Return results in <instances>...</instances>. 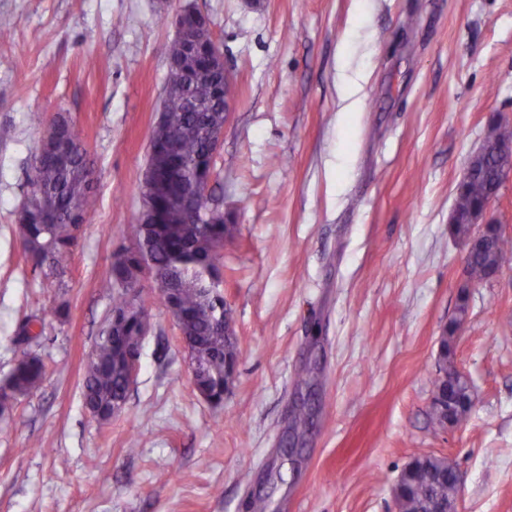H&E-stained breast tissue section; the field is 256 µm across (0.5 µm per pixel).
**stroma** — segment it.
I'll list each match as a JSON object with an SVG mask.
<instances>
[{"label":"stroma","mask_w":512,"mask_h":512,"mask_svg":"<svg viewBox=\"0 0 512 512\" xmlns=\"http://www.w3.org/2000/svg\"><path fill=\"white\" fill-rule=\"evenodd\" d=\"M183 8L210 17L235 85L211 186L238 227L220 291L239 363L223 406L206 402L152 300L126 407L102 424L81 374L112 307L100 280L142 208ZM0 15L14 23L0 41V381L16 324L46 316L44 383L0 415V512H252L258 496L266 512H397L393 487L424 455L459 469L460 512H512V252L471 282L449 222L470 156L512 125V0H0ZM59 112L94 162L97 205L50 288L16 211ZM450 329L445 362L473 403L441 428ZM308 392L313 426L281 463Z\"/></svg>","instance_id":"stroma-1"}]
</instances>
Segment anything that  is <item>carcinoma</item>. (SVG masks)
Segmentation results:
<instances>
[{"label": "carcinoma", "mask_w": 512, "mask_h": 512, "mask_svg": "<svg viewBox=\"0 0 512 512\" xmlns=\"http://www.w3.org/2000/svg\"><path fill=\"white\" fill-rule=\"evenodd\" d=\"M198 41L193 51L184 52L177 43L168 49L170 68L166 85L171 93L163 118L152 129L147 164L162 179L173 183H207L213 174L214 155L210 135L224 127V97L234 96V85L219 81L214 85L199 78L200 70L212 54L213 44L203 16H198ZM55 130L54 149L38 156L29 175L30 191L17 210V233L23 252L32 267L47 278L66 272L79 234L90 220L96 199L94 168L75 126L64 113L51 123ZM486 144L490 150L477 161L459 193L458 206L467 210L480 203L498 186V155L491 146L512 141V127L491 125ZM199 223L188 224L179 207L171 208L165 224H129L125 233L132 245L114 256L101 288L112 295L111 311L122 309L126 296L120 289L142 279L151 281L138 294V302L149 310L148 299L163 288H176L183 316L179 330L196 347L208 377L214 406L224 403V353L238 352L235 337L224 336L216 322L224 318V296L208 293L213 280L221 278L220 253L224 239L235 238L237 225L229 222L223 203L209 194L198 204ZM512 251V238L487 234L483 247L469 260L468 277L473 282L490 279L502 260ZM45 317L38 314L22 319L15 341L27 346L0 388V414L12 409L21 397L36 392L43 384V358L28 346L43 336ZM142 318L124 320L122 338L112 342V315L101 325L94 345L95 357L85 365L82 396L90 415L100 423L113 418L112 404L128 400L129 382L125 372L126 353L142 346ZM460 410L456 422L470 410L467 383L456 377L452 384ZM453 466L443 458L426 455L412 463L405 483L406 512H418L433 500L448 501L454 496L448 481L434 480V474Z\"/></svg>", "instance_id": "carcinoma-1"}]
</instances>
